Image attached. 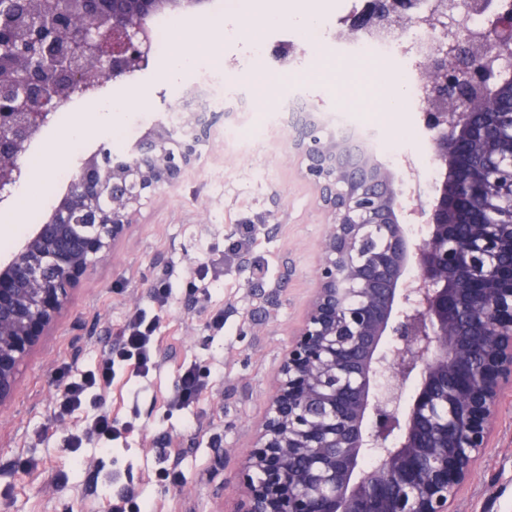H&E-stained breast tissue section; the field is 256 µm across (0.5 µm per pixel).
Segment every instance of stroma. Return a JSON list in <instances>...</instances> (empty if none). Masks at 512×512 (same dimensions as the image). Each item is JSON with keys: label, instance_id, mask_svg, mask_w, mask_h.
<instances>
[{"label": "stroma", "instance_id": "obj_1", "mask_svg": "<svg viewBox=\"0 0 512 512\" xmlns=\"http://www.w3.org/2000/svg\"><path fill=\"white\" fill-rule=\"evenodd\" d=\"M224 2L163 14L166 53L154 55L133 81L109 87L99 103L74 104L30 146L21 159L27 177L20 191L0 205V261L59 203L77 162L94 155L107 132L125 126L127 113L145 115L133 127L137 139L167 104L197 106V66L242 56L251 42H261L265 51L255 67L272 82L266 101L281 102L290 79L272 57L296 28L259 12L227 16ZM218 23L236 27L238 37L212 38ZM175 51L195 65L176 83L166 68ZM313 54L303 80L318 118L336 105L351 106L384 140L411 137L413 154H425L421 113L378 111L386 90L374 80L371 61L345 64L330 43ZM113 103L119 111H110ZM294 113L286 106L277 126L247 142L227 140L216 128L199 163L148 202L113 257L88 271L63 320L24 365L13 403L0 411V512H111L113 498L128 492L159 512H230L241 493V460L310 298L325 232L312 187L287 159ZM80 121L86 136L65 142L64 130ZM206 258L212 262L207 278L191 287L193 268ZM162 276L169 283L163 304L154 292ZM138 310L159 319L156 366L140 379L117 364L103 395L135 428L108 451L93 444L72 450L66 436L86 414L57 420L56 391L116 353L119 331ZM190 365L201 393L189 408L168 412L163 399ZM498 409L487 453L458 491L453 512H512V388L501 392ZM30 459L37 469H24ZM173 472L178 482H171Z\"/></svg>", "mask_w": 512, "mask_h": 512}]
</instances>
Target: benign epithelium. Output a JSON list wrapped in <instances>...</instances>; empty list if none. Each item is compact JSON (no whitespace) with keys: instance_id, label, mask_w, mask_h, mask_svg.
I'll return each mask as SVG.
<instances>
[{"instance_id":"benign-epithelium-1","label":"benign epithelium","mask_w":512,"mask_h":512,"mask_svg":"<svg viewBox=\"0 0 512 512\" xmlns=\"http://www.w3.org/2000/svg\"><path fill=\"white\" fill-rule=\"evenodd\" d=\"M0 4V203L57 114L134 80L153 57L149 21L205 0ZM482 29L438 30L414 66L433 195L402 204L403 180L338 132L305 119L288 158L315 189L326 231L301 326L241 469L233 512H448L489 448L512 386V0H468ZM454 0H363L337 37H398ZM227 112L167 105L127 152L83 160L67 193L0 265V409L89 267L141 207L175 185ZM419 219L428 234L412 239ZM416 379L409 402L403 385ZM368 453L376 464L364 469Z\"/></svg>"}]
</instances>
